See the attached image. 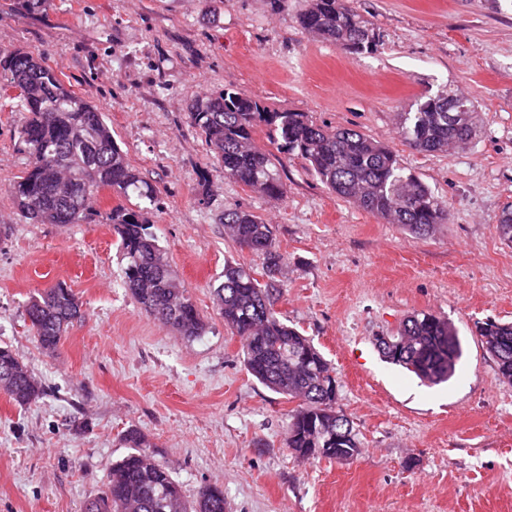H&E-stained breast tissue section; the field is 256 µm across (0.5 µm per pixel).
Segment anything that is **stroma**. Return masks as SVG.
<instances>
[{"mask_svg":"<svg viewBox=\"0 0 512 512\" xmlns=\"http://www.w3.org/2000/svg\"><path fill=\"white\" fill-rule=\"evenodd\" d=\"M353 5L380 35L373 52L301 28L307 0H0V51L53 67L156 186L146 218L207 322L186 339L140 308L111 225L20 219L10 185L29 156L21 113L0 99V345L45 389L25 408L0 393V512H83L130 428L186 498L216 482L228 512H512V387L476 332L512 322V247L496 229L512 204V0ZM228 84L388 146L447 200L449 222L415 237L336 196L297 158L280 160V199L225 178L189 107ZM445 86L476 102V136L410 149L396 113ZM235 206L273 228L284 257L276 309L333 367L361 442L354 460L291 453V403L247 372L224 324L214 290L225 263H258L224 231ZM59 282L82 317L49 354L24 309ZM420 312L458 331L450 382L425 385L377 348Z\"/></svg>","mask_w":512,"mask_h":512,"instance_id":"1","label":"stroma"}]
</instances>
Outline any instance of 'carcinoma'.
<instances>
[{
  "label": "carcinoma",
  "instance_id": "cac0c4a2",
  "mask_svg": "<svg viewBox=\"0 0 512 512\" xmlns=\"http://www.w3.org/2000/svg\"><path fill=\"white\" fill-rule=\"evenodd\" d=\"M298 24L351 53H369L377 46L373 24L351 0H309ZM11 89L17 91L16 107L23 113L19 134L29 155L26 172L12 182L21 218L28 224H80L98 217L112 225L125 260L122 285L141 309L187 338L204 335L205 320L143 216L141 201H155L157 191L130 166L102 113L27 52H0V92ZM460 108L467 110V122L449 126L448 113ZM474 112L472 100L444 86L409 111L396 113L397 134L415 151L442 152L472 138ZM189 118L224 176L265 196L281 198L286 187L272 156L253 144L261 126L279 153L305 160L329 190L367 212L417 237L448 223V203L406 172L387 146L355 129L330 130L304 112H270L230 84L194 103ZM106 189L124 202L103 213L95 204ZM224 228L236 246L261 260L267 281L260 282L251 266L225 263L224 282L214 289L219 314L242 340L247 371L272 392L299 401L289 414L287 447L314 459H354L360 442L352 420L336 407L330 364L275 310L283 257L271 225L251 211L231 207L224 210ZM496 228L512 244V205L503 208ZM26 316L36 342L52 353L82 314L75 294L60 282L31 298ZM477 329L481 336L500 337L492 357L499 380L512 385V323L487 321ZM397 336L403 346L383 354L386 361L429 385L455 375L463 349L447 319L415 313L402 322ZM0 390L20 407L44 395L7 346L0 347ZM123 440L130 451L112 463L105 490L86 502L84 512H226L221 485H203L188 502L169 468L146 453L149 443L140 431H126Z\"/></svg>",
  "mask_w": 512,
  "mask_h": 512
}]
</instances>
